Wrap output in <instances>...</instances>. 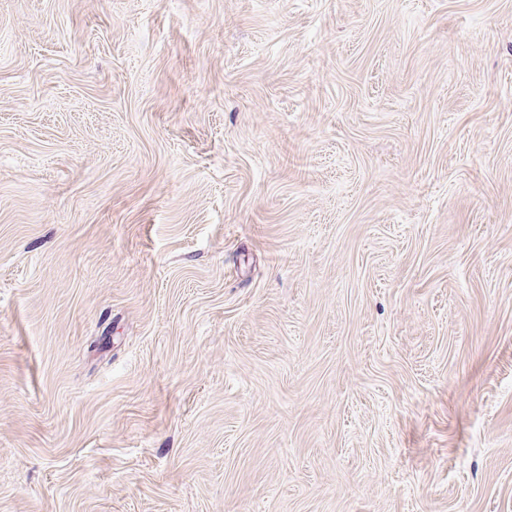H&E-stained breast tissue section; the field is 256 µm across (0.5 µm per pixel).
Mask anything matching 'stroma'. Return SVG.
I'll return each instance as SVG.
<instances>
[{
    "instance_id": "stroma-1",
    "label": "stroma",
    "mask_w": 512,
    "mask_h": 512,
    "mask_svg": "<svg viewBox=\"0 0 512 512\" xmlns=\"http://www.w3.org/2000/svg\"><path fill=\"white\" fill-rule=\"evenodd\" d=\"M0 512H512V0H0Z\"/></svg>"
}]
</instances>
